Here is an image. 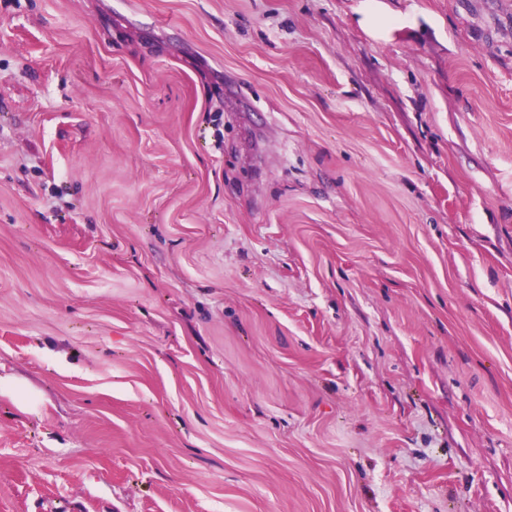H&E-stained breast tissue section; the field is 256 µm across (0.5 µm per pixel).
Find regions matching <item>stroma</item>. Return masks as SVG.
<instances>
[{
    "label": "stroma",
    "mask_w": 512,
    "mask_h": 512,
    "mask_svg": "<svg viewBox=\"0 0 512 512\" xmlns=\"http://www.w3.org/2000/svg\"><path fill=\"white\" fill-rule=\"evenodd\" d=\"M0 512H512V0H0Z\"/></svg>",
    "instance_id": "stroma-1"
}]
</instances>
